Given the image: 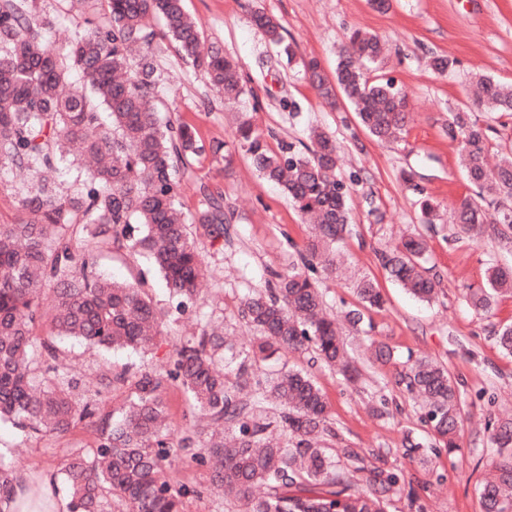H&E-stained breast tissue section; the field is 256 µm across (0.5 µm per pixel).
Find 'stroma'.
I'll return each instance as SVG.
<instances>
[{"label": "stroma", "instance_id": "1", "mask_svg": "<svg viewBox=\"0 0 512 512\" xmlns=\"http://www.w3.org/2000/svg\"><path fill=\"white\" fill-rule=\"evenodd\" d=\"M185 6L207 43L239 60L247 89L238 101H224L207 90L205 79L183 63L168 41H158L170 119L192 125L207 148L218 141L226 144L225 156L207 151L192 161L181 180L180 203L185 213H194L200 186L219 188L231 217V235L201 242L206 290L182 311L145 258L103 254L102 274L119 281L144 280L170 316L152 352L101 351L67 338L58 344V365L75 374L86 391L96 392L108 373L165 371L175 348L207 322L223 326L236 348L250 347L253 333L238 317L241 301L249 292L265 289L270 271H284L297 262L311 228L278 185L253 171L237 147L235 129L241 115L252 116L275 151L284 141H306L309 127H321L343 152L341 174L350 190L355 229L337 246L342 275L318 270L313 278L336 318L356 304L353 284L363 276L376 281L386 303L369 311V324L343 328L348 354L360 370L356 382L304 351L280 352L272 363L304 369L320 386L327 398L333 448L353 450L365 466L401 475L387 512H482L479 482L499 455L492 426L512 419V357L498 348L494 335L512 322V297L500 298L491 314L479 315L469 307L467 294L485 286L491 265H512V243L489 231L477 238L461 236L450 223L459 200L474 189L460 172L456 143L442 134L441 126L449 110L471 106L473 73L512 82V0H391L383 12L369 0H185ZM258 9L280 20L286 40L295 47L296 62L278 63L251 22ZM36 20L46 43L55 48L85 24L84 14L68 8L65 0H37ZM354 28L387 44L389 55L378 74L394 79L409 94L412 119L397 143H376L347 102L335 110L327 107L301 65L302 59L315 57L324 73H332L345 35ZM435 54L454 58L453 71L433 73L427 61ZM405 171L414 174L420 191L403 183ZM425 195L438 205L431 225L421 221ZM417 232L427 239L428 266L441 281L429 304L400 288L378 256L398 236ZM371 339L389 348V359L367 360L364 347ZM420 356L442 363L458 383L462 422L454 451L432 452L421 405L400 382ZM166 400L169 440L177 448L164 463L166 474L171 483L197 490L187 498L185 512H234L212 489L213 470L203 448L181 446L195 424L182 390L170 388ZM96 429L95 420L87 419L64 437L36 438L0 425V457L18 476L56 471L70 451L93 445ZM408 436L423 445L410 456L402 446Z\"/></svg>", "mask_w": 512, "mask_h": 512}]
</instances>
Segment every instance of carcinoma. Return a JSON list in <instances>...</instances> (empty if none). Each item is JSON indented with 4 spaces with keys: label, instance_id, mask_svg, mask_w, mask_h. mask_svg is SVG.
<instances>
[{
    "label": "carcinoma",
    "instance_id": "obj_1",
    "mask_svg": "<svg viewBox=\"0 0 512 512\" xmlns=\"http://www.w3.org/2000/svg\"><path fill=\"white\" fill-rule=\"evenodd\" d=\"M80 5L95 22L57 50L33 27L36 0H0V172L8 167L36 177L20 201L18 221L0 224V423L58 437L94 417L96 408L74 376L49 365L57 358L54 339L145 352L156 344L165 318L142 285L104 276L98 252L79 251L76 243L95 241L110 252L147 256L169 296L182 305L198 295L199 243L227 234L223 197L204 190L195 214L181 209L180 172L205 149L193 126L161 117L156 33L148 20L163 22L182 60L225 100L245 94L239 63L204 48L201 26L184 0ZM251 20L279 60L292 63L296 52L280 22L259 10ZM383 55L376 36L352 29L332 78L322 75L315 58L303 66L324 100L333 106L342 95L376 141L391 143L407 125L408 94L391 79H369L362 68ZM454 66L442 54L429 60L439 75ZM476 86L477 105L512 116V84L481 75ZM443 131L459 142V166L477 194L456 207L458 232L478 236L490 225L498 236L512 237V157L489 168L485 129L467 109L449 111ZM235 139L259 175L280 186L313 223L303 268L271 272L269 289L242 300L239 317L256 335L251 349L235 351L223 333L204 325L193 342L175 349L171 369L131 377L122 371L102 380L97 393L121 385L128 395L100 419L94 446L70 453L61 464L70 512H185L195 490L172 485L162 471L175 452L166 431V393L174 384L192 410L215 426L210 432L201 425L195 434L204 437L214 488L237 503V512H385L387 494L400 481L395 472L360 466L368 472L365 487L349 490L336 449L319 443L328 418L322 389L301 369H267L281 350L308 351L312 360L352 377L336 322L324 314L322 294L307 274L317 265L336 273V244L352 231L336 143L314 128L310 144L287 143L275 153L247 116ZM65 161L78 175L76 187L63 193L49 174ZM427 252L418 233L381 252L380 260L401 288L429 302L439 281L426 267ZM487 282L468 294L479 314L512 295V269L489 268ZM355 293L358 307L346 312V320L357 327L364 312L383 307L384 297L366 276L356 281ZM402 383L425 398L424 421L436 445L455 450L460 394L448 369L421 357ZM493 440L507 452L480 484L482 510L512 512V422L496 423ZM14 483L0 458V512L13 499Z\"/></svg>",
    "mask_w": 512,
    "mask_h": 512
}]
</instances>
